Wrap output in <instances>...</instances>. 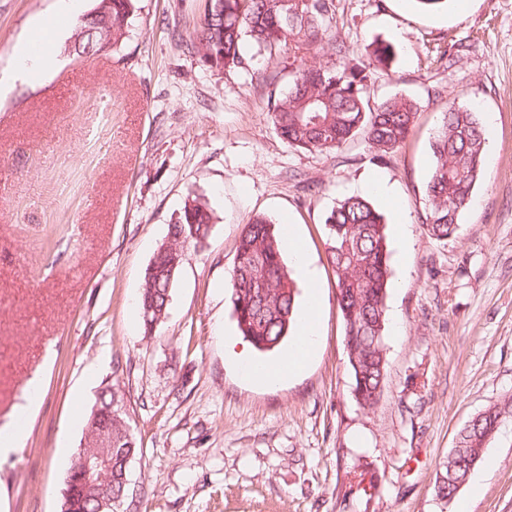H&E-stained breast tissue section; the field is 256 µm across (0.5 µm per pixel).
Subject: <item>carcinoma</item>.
I'll list each match as a JSON object with an SVG mask.
<instances>
[{
  "label": "carcinoma",
  "instance_id": "obj_1",
  "mask_svg": "<svg viewBox=\"0 0 512 512\" xmlns=\"http://www.w3.org/2000/svg\"><path fill=\"white\" fill-rule=\"evenodd\" d=\"M138 0H112L106 22L85 16L80 26L95 27L94 42L83 41L86 57L102 51L101 41L113 48L128 36ZM333 0H204L203 14L186 41L210 67L249 70L256 55H270L285 46L301 45L324 62L302 63L291 73L288 87L268 98L275 132L296 150L332 152L358 137L373 158L383 160L404 142L414 126L419 104L403 95L371 103L369 66L387 69L395 52L391 44L373 42L370 62L350 56L336 40ZM433 167L424 192L428 235L446 241L457 235L460 217L469 207L485 170V134L477 112L451 102L431 143ZM214 213L199 196L184 202L178 219L169 225L167 240L154 251L144 270L139 295L144 334L164 323L173 282L172 258L189 255L211 234ZM323 224L330 265L336 275L337 301L344 323L346 362L353 379V395L360 407L378 403L386 373V311L389 265L387 224L369 197H345L328 210ZM281 226L266 216L243 225L233 267L228 276L229 301L237 328L258 351L270 352L296 328L299 288L280 246ZM112 410V476L122 475L123 459L137 451V441L123 411L122 398L110 386L100 391L88 418L85 446L74 459L94 447L98 414ZM501 408L490 405L458 431V441L436 477L435 495L452 501L456 481L464 475L459 460H481L484 440L497 431ZM64 491L70 493L69 512H114L68 471Z\"/></svg>",
  "mask_w": 512,
  "mask_h": 512
}]
</instances>
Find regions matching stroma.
<instances>
[{
	"label": "stroma",
	"mask_w": 512,
	"mask_h": 512,
	"mask_svg": "<svg viewBox=\"0 0 512 512\" xmlns=\"http://www.w3.org/2000/svg\"><path fill=\"white\" fill-rule=\"evenodd\" d=\"M336 36L359 60L395 44L371 99L420 112L375 162L363 139L331 153L289 148L270 91L312 62L290 48L246 72L186 47L202 0H139L129 37L82 61L71 33L47 41L57 68L0 87V428L26 439L0 458V512H61L64 480L103 387L122 395L138 452L118 512H456L434 483L458 429L512 394V0H334ZM58 0H0V76ZM457 42L452 64L438 48ZM479 113L483 181L456 238L423 224L430 141L449 102ZM377 176L393 192L387 368L376 408L352 394L323 216ZM315 191H308V184ZM211 235L178 272L165 322L145 337L142 273L190 195ZM293 225L319 278L316 354L299 375L253 384L227 353L240 338L227 280L251 217ZM405 233L408 245L395 240ZM42 391L21 414L25 385ZM464 486L468 512H512V411Z\"/></svg>",
	"instance_id": "obj_1"
}]
</instances>
